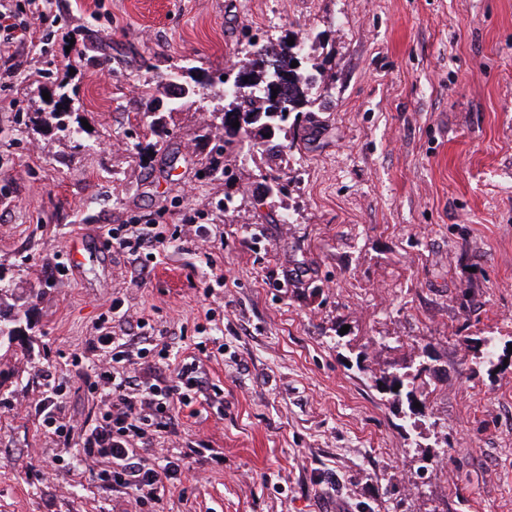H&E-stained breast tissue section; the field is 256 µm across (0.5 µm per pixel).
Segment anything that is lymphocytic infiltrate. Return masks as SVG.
<instances>
[{
	"instance_id": "obj_1",
	"label": "lymphocytic infiltrate",
	"mask_w": 512,
	"mask_h": 512,
	"mask_svg": "<svg viewBox=\"0 0 512 512\" xmlns=\"http://www.w3.org/2000/svg\"><path fill=\"white\" fill-rule=\"evenodd\" d=\"M29 32V25L16 22L8 0H0V80L13 77L15 66L9 52L25 42ZM106 234L112 245L141 258L134 276L139 284L151 274V257L177 237L160 224H120L108 228ZM122 308L121 301H113L94 327L93 379L88 383L100 394L94 419L82 432H75L63 410L67 385L53 374L45 375V388L34 408L56 441L67 443L79 437L84 463L107 462V469L96 474L102 483L131 493L140 503L156 504L167 484L180 480L186 468L182 457L152 463L142 451L153 435L175 432L183 408L211 401L203 385L200 359L206 347L199 342L191 352H174L166 345L154 348L156 326L144 317L138 320L144 344L133 346L112 331V320L122 317Z\"/></svg>"
}]
</instances>
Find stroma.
Listing matches in <instances>:
<instances>
[{
	"instance_id": "stroma-1",
	"label": "stroma",
	"mask_w": 512,
	"mask_h": 512,
	"mask_svg": "<svg viewBox=\"0 0 512 512\" xmlns=\"http://www.w3.org/2000/svg\"><path fill=\"white\" fill-rule=\"evenodd\" d=\"M50 11L57 23L14 47L18 70L0 90V268L16 293L40 294L32 333L0 349V512H151L25 407L50 370L69 381L71 422H86L97 398L70 357L116 299L164 322L172 345L224 346L204 363L223 412L182 413L146 450L201 440L224 461L170 485L160 512H512V0H52ZM312 31L326 107L280 163V201L264 195L262 160L220 154L217 136L195 145L211 97L174 113L142 160L149 75L190 64L215 77L249 37ZM61 84L89 130L29 131ZM213 157L234 179V209L205 173ZM118 224L183 227L143 286L102 233ZM218 274L223 287L204 297ZM421 363L427 409L407 427L372 379Z\"/></svg>"
}]
</instances>
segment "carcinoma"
Returning a JSON list of instances; mask_svg holds the SVG:
<instances>
[{
  "label": "carcinoma",
  "instance_id": "carcinoma-1",
  "mask_svg": "<svg viewBox=\"0 0 512 512\" xmlns=\"http://www.w3.org/2000/svg\"><path fill=\"white\" fill-rule=\"evenodd\" d=\"M318 36L307 34L301 38H294V44L288 45L285 41L274 43L248 42L249 58L238 67L237 74H243L248 81L224 80V89L214 93L219 102L209 112L208 119L198 127L196 138L205 141L214 136V133L225 128L226 123L238 121L244 139L232 134H224L222 151L236 153L243 141H248L252 147L260 151L267 164H272L288 154L294 144L293 126L288 124L289 119L305 122L313 119L314 108H322V101L312 96V90L321 82L323 72L312 63L313 52ZM298 66L291 67L292 62ZM196 66H182L177 71H171L164 78L157 81L146 79L138 88L141 97L150 101H157L156 92L159 85L166 88L165 101L162 102L163 111L154 112L151 121L143 128V137L160 136L165 124V114L179 112L196 99L203 96L197 92L189 98L172 96L173 77L181 76L182 81L195 83L194 71ZM283 84V92L279 100H274L268 94L269 87L274 82ZM270 137H265V134ZM38 294L32 293L23 297L15 289L4 282L3 273L0 272V339L11 340L21 328L23 319L28 317L34 298ZM428 367L412 368L404 366L398 372L403 378L402 389L394 390L396 379L387 372L375 379L376 384L388 386V391L406 400L417 398L415 382L422 376Z\"/></svg>",
  "mask_w": 512,
  "mask_h": 512
}]
</instances>
